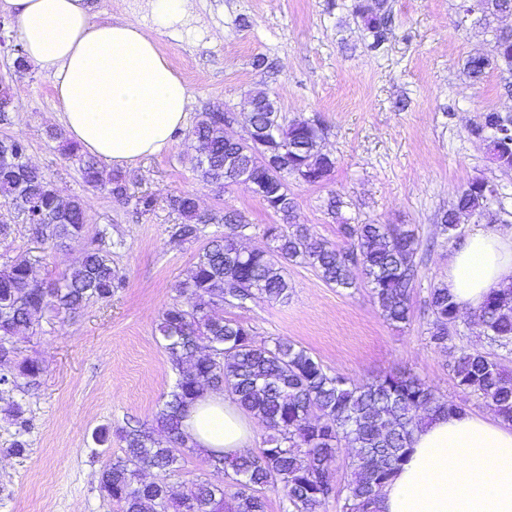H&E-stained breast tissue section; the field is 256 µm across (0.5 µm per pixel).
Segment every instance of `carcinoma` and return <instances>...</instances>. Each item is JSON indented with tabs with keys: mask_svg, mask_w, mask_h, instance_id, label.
Returning <instances> with one entry per match:
<instances>
[{
	"mask_svg": "<svg viewBox=\"0 0 512 512\" xmlns=\"http://www.w3.org/2000/svg\"><path fill=\"white\" fill-rule=\"evenodd\" d=\"M457 26H480L492 34L491 49L471 56L466 73L480 81L489 69L512 78V29L492 27V19L512 11V0H463ZM353 13L361 19L367 47L378 51L388 38L392 16L386 0H357ZM253 100L265 108L256 115L257 131L265 142L281 150L276 167L264 163L255 143L224 142V113L202 112L193 126L194 168L201 180L222 190L245 184L279 224H266L263 235L273 243L267 251L247 252L237 239L250 228L235 209L224 213L237 219L224 223V234L212 237L199 255L189 277L178 291L194 299L191 308L167 306L155 327L158 342L178 372L175 385L156 412V427L137 423L116 429L122 455L112 459L100 476V489L116 503L119 512H266L264 492H282L283 512H323L336 493L328 461L348 441L346 459L351 478L345 487L342 512H379L383 488L405 457L413 432L438 416L462 411L452 399L438 395L417 376L390 372L356 384L329 372L307 349L286 338H259L249 326L226 319L215 307L228 301L242 306L259 294L271 301H288L287 267L305 263L315 268L328 285L356 287L352 268L362 270L367 286L383 317L391 323L410 321V300L417 277L415 257L419 240L404 224H338L345 245L313 237L305 224L293 222L294 201L288 179L320 185L334 161L318 148L321 129L317 121L296 122L278 113L275 99L258 92ZM512 126V114L487 112L472 128V135L487 143L491 158L503 154L497 131ZM62 153L80 161L86 186L104 190L115 202L131 200L127 179L107 174L99 162L80 153V146L55 133ZM9 149L0 160V198L17 215L29 221L33 235L56 246L84 237L86 205L73 198L63 206L57 189L39 168L29 163L27 146L15 137L0 138ZM499 202L489 194L484 180L474 179L457 196L454 207L441 217L442 232L457 237L461 219L483 220ZM181 222L172 239L190 242L200 237L201 225L214 216L200 211L196 198L180 193L169 199ZM125 286V278L112 266L111 252L100 247L84 250L79 263L47 279L29 259H16L0 268V387H38L43 367L36 359H18L14 337L33 325L42 312L74 313L90 301L109 302ZM428 309L432 316L429 341L452 357L456 387L463 393L489 401L499 417L512 422V372L496 358L478 351L458 350V308L448 288L431 289ZM475 316L485 324L490 342L512 351V283L487 294ZM205 338L209 353L197 354ZM208 390L227 391L238 408L262 418L270 433L257 454L213 452L211 467L224 475L221 483H191L181 497L169 494L167 479L181 470L187 451L195 445L182 430L187 408ZM16 435L27 432L24 406L9 410ZM161 429L165 438L155 435ZM155 472L146 482L143 473Z\"/></svg>",
	"mask_w": 512,
	"mask_h": 512,
	"instance_id": "obj_1",
	"label": "carcinoma"
}]
</instances>
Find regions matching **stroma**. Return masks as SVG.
Returning a JSON list of instances; mask_svg holds the SVG:
<instances>
[{"label":"stroma","mask_w":512,"mask_h":512,"mask_svg":"<svg viewBox=\"0 0 512 512\" xmlns=\"http://www.w3.org/2000/svg\"><path fill=\"white\" fill-rule=\"evenodd\" d=\"M388 2L392 33L372 52L352 13L353 0H197L194 21L158 37L194 108L167 150L126 171L131 194L155 199L144 213L91 190L78 161L60 153L50 137L61 127L52 77L33 65L17 69L18 21L0 11V88L9 89L15 105L8 121L0 122V138L23 139L30 162L59 194L85 201L86 241L101 242L126 276L111 302L92 301L70 315L45 314L35 334L17 338L21 357L39 360L44 373L35 390L11 398L25 404L30 420L20 436L24 454L10 452L19 436L0 415V512H117L103 496L99 476L120 456L121 445L96 444L92 433L123 426L132 416L151 422L177 379L156 341V322L170 303L191 307L176 286L209 238L224 230L207 224L198 240L174 242L171 231L180 218L169 197L193 194L201 209L218 215L241 211L250 224L243 240L249 250L266 249L262 227L277 220L246 185L221 191L206 186L192 163L191 125L198 113L223 108L245 115L258 89L276 96L287 119L320 120L321 149L335 161L323 184L290 181L296 223L331 242L339 241L343 219L415 229L420 246L412 318L390 323L369 287L336 288L309 265L294 263L288 267V302L228 304L225 318L259 337L294 341L354 382L412 373L465 411L491 414L482 399L458 393L450 357L430 344L427 300L430 289L447 279L460 245L441 234L440 218L472 179L498 185L502 206L480 222L462 224V236L512 230V171L499 168L470 133L485 112L512 113V94L497 72L478 82L467 76V59L489 45L487 35L457 28L459 0ZM258 57L265 60L259 69L253 65ZM331 196L342 202L335 216L326 209ZM81 251L78 243L40 242L21 223L0 235V265L35 259L48 278L76 265Z\"/></svg>","instance_id":"stroma-1"}]
</instances>
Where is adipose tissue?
I'll return each instance as SVG.
<instances>
[{
    "mask_svg": "<svg viewBox=\"0 0 512 512\" xmlns=\"http://www.w3.org/2000/svg\"><path fill=\"white\" fill-rule=\"evenodd\" d=\"M153 30L94 21L87 0H0L14 14L29 62L48 72L59 118L90 154L132 167L162 152L194 100L158 49V33L185 26L195 0H150ZM512 282V235L476 231L453 254L446 286L459 310ZM254 423L222 392L187 410L183 429L201 454L248 450ZM380 512H512V423L461 412L413 435Z\"/></svg>",
    "mask_w": 512,
    "mask_h": 512,
    "instance_id": "ef3b65f1",
    "label": "adipose tissue"
}]
</instances>
